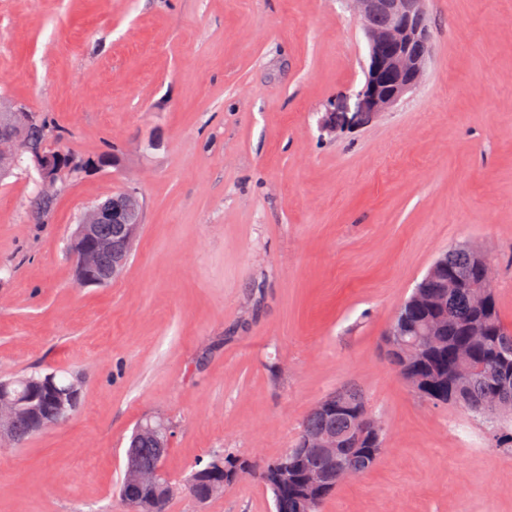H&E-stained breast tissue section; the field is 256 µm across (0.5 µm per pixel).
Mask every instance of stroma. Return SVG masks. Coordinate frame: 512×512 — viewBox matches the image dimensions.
I'll use <instances>...</instances> for the list:
<instances>
[{"label":"stroma","instance_id":"35a3bbf8","mask_svg":"<svg viewBox=\"0 0 512 512\" xmlns=\"http://www.w3.org/2000/svg\"><path fill=\"white\" fill-rule=\"evenodd\" d=\"M423 82L363 126L368 45L352 0H0V95L49 115L60 149L116 154L32 223L0 182V379L76 377L85 405L0 447V512H124L142 419L167 416L176 483L230 451L271 460L312 408L359 388L385 454L321 512H512V447L414 393L384 354L396 310L470 243L512 329V0H426ZM135 189L124 275L80 285L79 215ZM169 512H274L242 478Z\"/></svg>","mask_w":512,"mask_h":512}]
</instances>
